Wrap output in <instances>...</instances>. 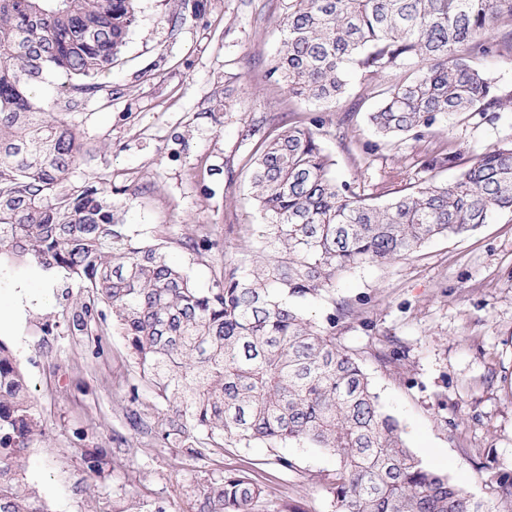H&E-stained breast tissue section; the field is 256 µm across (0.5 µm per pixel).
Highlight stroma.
Segmentation results:
<instances>
[{"instance_id":"35a3bbf8","label":"stroma","mask_w":512,"mask_h":512,"mask_svg":"<svg viewBox=\"0 0 512 512\" xmlns=\"http://www.w3.org/2000/svg\"><path fill=\"white\" fill-rule=\"evenodd\" d=\"M138 0V20L103 78L74 111L89 153L74 183L111 184L138 240L163 246L197 287L225 265L248 270L265 255L250 174L259 135L317 116L315 136L331 170L382 203L408 184L452 180L473 153L512 138V111L493 122L458 117L439 135L379 140L366 121L381 101L353 80L336 103L288 96L269 76L277 21L288 0ZM460 148L453 167L425 171L426 156ZM208 237L203 252L186 241ZM84 292L57 275L48 308L1 331L25 374L45 434L26 455L23 477L51 512H123L131 499L196 512L193 486L244 471L264 486L255 512H337L329 483L337 458L294 444L286 470L261 447H225L201 459L165 447L154 427L160 404L119 329L94 336L68 322ZM366 373L382 410L409 450L476 500L493 505L488 468L512 472V216L492 214L463 237H439L391 265L340 272L329 292L300 301ZM101 450L99 472L85 455Z\"/></svg>"}]
</instances>
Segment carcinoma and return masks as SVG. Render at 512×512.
I'll list each match as a JSON object with an SVG mask.
<instances>
[{
    "label": "carcinoma",
    "instance_id": "carcinoma-1",
    "mask_svg": "<svg viewBox=\"0 0 512 512\" xmlns=\"http://www.w3.org/2000/svg\"><path fill=\"white\" fill-rule=\"evenodd\" d=\"M137 22L136 0H0V264L34 261L83 288L76 322L120 329L162 405L165 444L191 457L213 448L312 445L339 458L330 494L340 512H512V474L490 471L487 508L406 448L358 358L297 302L336 274L389 265L428 240L466 235L490 214H512V139L470 159L452 182L430 179L383 204L338 182L310 126L264 136L251 185L272 257L242 276L224 266L216 287L194 286L161 246L128 233L112 188L72 173L85 152L69 113L46 107L47 77L79 108ZM270 75L288 93L329 104L358 75L381 90L368 120L388 142L432 133L464 114L492 121L512 105L473 62L512 49V0H288ZM457 152L430 155L432 172ZM44 435L16 355L0 340V512H48L22 482L26 451ZM197 512H255L264 490L244 472L194 489Z\"/></svg>",
    "mask_w": 512,
    "mask_h": 512
}]
</instances>
